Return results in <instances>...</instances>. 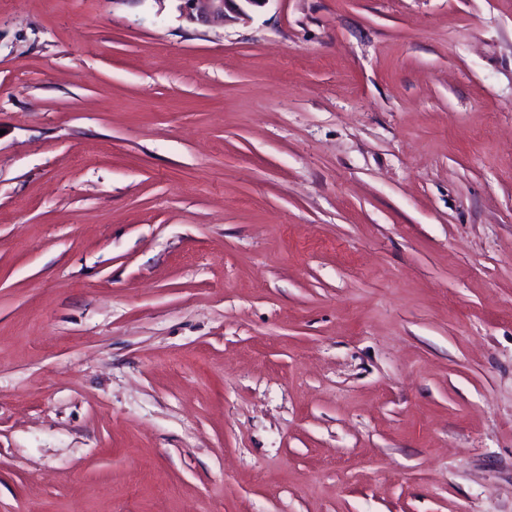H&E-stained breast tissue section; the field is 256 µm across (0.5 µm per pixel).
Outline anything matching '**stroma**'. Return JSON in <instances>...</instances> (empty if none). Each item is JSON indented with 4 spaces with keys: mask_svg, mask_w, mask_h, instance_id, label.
I'll return each instance as SVG.
<instances>
[{
    "mask_svg": "<svg viewBox=\"0 0 512 512\" xmlns=\"http://www.w3.org/2000/svg\"><path fill=\"white\" fill-rule=\"evenodd\" d=\"M0 0V512H512V0ZM181 16L191 23H223L229 18L248 20L249 11L267 4L268 0H178ZM228 12L232 13L230 16Z\"/></svg>",
    "mask_w": 512,
    "mask_h": 512,
    "instance_id": "obj_1",
    "label": "stroma"
}]
</instances>
